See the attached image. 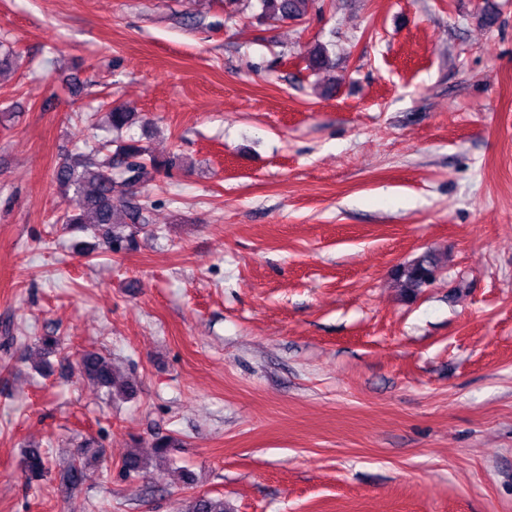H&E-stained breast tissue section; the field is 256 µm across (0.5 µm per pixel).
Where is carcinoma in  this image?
Listing matches in <instances>:
<instances>
[{"mask_svg":"<svg viewBox=\"0 0 512 512\" xmlns=\"http://www.w3.org/2000/svg\"><path fill=\"white\" fill-rule=\"evenodd\" d=\"M314 0H260L262 13L286 20L304 17ZM135 113L123 105L109 111V124L119 132L129 127ZM111 142H97L90 146H77L55 170L53 178L61 191L67 208L63 224L71 231L92 233L95 242L87 252L105 248L115 255L124 254L137 246L142 229L151 224L150 207L141 199L139 187L149 181L151 172L169 165L146 155L143 147L123 144L117 149L119 163L127 174L117 180L112 174V162L101 163L96 155L107 149ZM446 256L436 251H425L413 260L396 266L392 277L400 293L414 298L421 289L431 285L439 271L444 269ZM82 375L101 388L112 389L116 372L110 358L94 351H86L80 358ZM91 462L80 452L72 459L66 472L69 484L77 486L88 477ZM127 474H140L147 470V462L138 453H130L123 462ZM27 480H40L49 472V461L38 448H30L24 457ZM185 512H228L224 501L209 496L189 499Z\"/></svg>","mask_w":512,"mask_h":512,"instance_id":"obj_1","label":"carcinoma"}]
</instances>
